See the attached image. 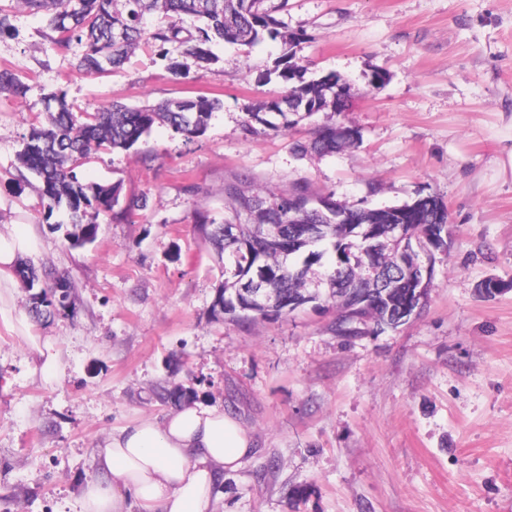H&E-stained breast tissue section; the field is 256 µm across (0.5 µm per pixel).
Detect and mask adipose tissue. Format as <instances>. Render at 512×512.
<instances>
[{"instance_id":"1","label":"adipose tissue","mask_w":512,"mask_h":512,"mask_svg":"<svg viewBox=\"0 0 512 512\" xmlns=\"http://www.w3.org/2000/svg\"><path fill=\"white\" fill-rule=\"evenodd\" d=\"M27 224L0 225V317L26 338L45 383L60 374V352L14 313L12 270L38 252ZM258 441L241 419L216 406L187 404L159 421L113 431L96 450V472L81 485L79 512H224V476L249 463Z\"/></svg>"}]
</instances>
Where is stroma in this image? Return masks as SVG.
Instances as JSON below:
<instances>
[{
	"label": "stroma",
	"instance_id": "1",
	"mask_svg": "<svg viewBox=\"0 0 512 512\" xmlns=\"http://www.w3.org/2000/svg\"><path fill=\"white\" fill-rule=\"evenodd\" d=\"M279 17L306 42L217 44L204 65L175 41L93 76L77 67L81 45L52 43L44 15L12 10L0 67L16 69L27 93L0 95V224L31 225L41 242L31 263L67 276L77 299L32 327L61 353L51 384L0 321V512H76L112 430L167 414L154 395L164 381L256 433L258 454L224 479L227 512H512V183L492 163L501 115L512 114V0H288ZM290 61L336 72L348 111L245 134L246 105L281 92L260 72ZM379 68L389 77L375 85ZM51 92L88 110L197 96L224 107L194 140L157 127L87 164V181L148 206L73 249L55 229L63 214L43 211L18 163ZM335 124L359 144L298 152ZM237 177L276 191L305 181L348 205L440 197L451 242L427 304L350 340L319 308L245 328L214 321L219 270L196 214L223 221L224 184ZM490 278L507 290L481 295Z\"/></svg>",
	"mask_w": 512,
	"mask_h": 512
}]
</instances>
